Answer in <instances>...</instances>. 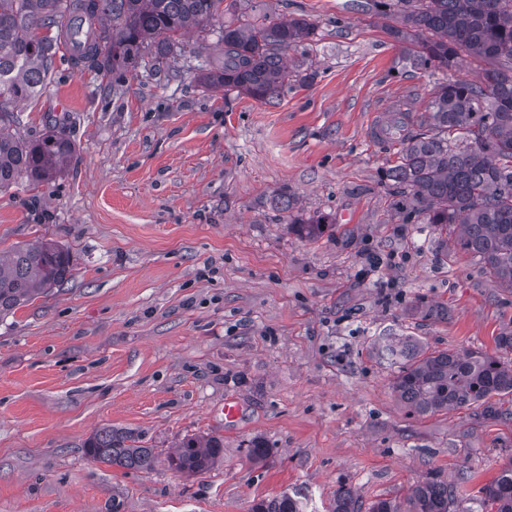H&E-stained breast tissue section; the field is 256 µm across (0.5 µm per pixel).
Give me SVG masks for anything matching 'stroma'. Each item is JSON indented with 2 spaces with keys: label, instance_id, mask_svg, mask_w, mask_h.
<instances>
[{
  "label": "stroma",
  "instance_id": "35a3bbf8",
  "mask_svg": "<svg viewBox=\"0 0 512 512\" xmlns=\"http://www.w3.org/2000/svg\"><path fill=\"white\" fill-rule=\"evenodd\" d=\"M303 17L312 39L286 53V88L266 101L200 84L194 72L117 83L55 58L49 84L15 109L11 135L63 123L66 172L0 193V256L51 239L71 278L0 321V512H251L290 495L328 512L338 487L362 508L430 475L460 512L512 458V395L481 408L409 412L370 347L382 331L436 350L497 352L512 290L455 235L403 221L384 171L398 141L372 137L400 106L420 129L436 83L478 79L475 62L404 66L388 21L354 0H233V25ZM288 192L329 218L310 241L271 203ZM378 278L359 279L372 255ZM240 407L224 419V403ZM109 426L152 448L151 471L90 461ZM224 458L176 473L187 436ZM260 442L264 460L248 448Z\"/></svg>",
  "mask_w": 512,
  "mask_h": 512
}]
</instances>
